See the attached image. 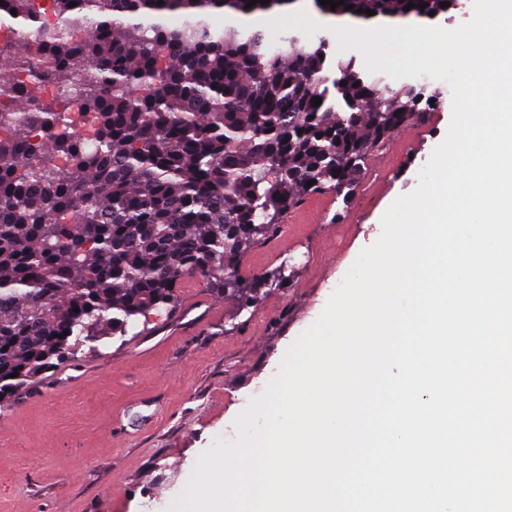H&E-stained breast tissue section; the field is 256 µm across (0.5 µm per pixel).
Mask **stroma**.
Wrapping results in <instances>:
<instances>
[{"mask_svg":"<svg viewBox=\"0 0 512 512\" xmlns=\"http://www.w3.org/2000/svg\"><path fill=\"white\" fill-rule=\"evenodd\" d=\"M368 156L349 198L307 196L287 233L244 252L241 277L284 269L248 309L203 283L59 362L0 409V512H169L198 456L233 422L322 312L381 219L447 134L452 96Z\"/></svg>","mask_w":512,"mask_h":512,"instance_id":"35a3bbf8","label":"stroma"}]
</instances>
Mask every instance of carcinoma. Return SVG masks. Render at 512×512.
<instances>
[{
	"mask_svg": "<svg viewBox=\"0 0 512 512\" xmlns=\"http://www.w3.org/2000/svg\"><path fill=\"white\" fill-rule=\"evenodd\" d=\"M47 2L59 27L42 34L35 0H0L18 30L0 43L11 70L0 73L1 404L98 333L172 305L187 276L225 294L245 250L305 196L348 197L369 150L426 101L354 55L330 78L323 39L273 48L260 30L212 23L295 0ZM440 2L344 0L332 11L313 0L364 19L370 9L430 20ZM25 69L57 88L37 112L35 84L14 78ZM78 122L90 139L72 135ZM268 279L229 297L246 306Z\"/></svg>",
	"mask_w": 512,
	"mask_h": 512,
	"instance_id": "carcinoma-1",
	"label": "carcinoma"
}]
</instances>
